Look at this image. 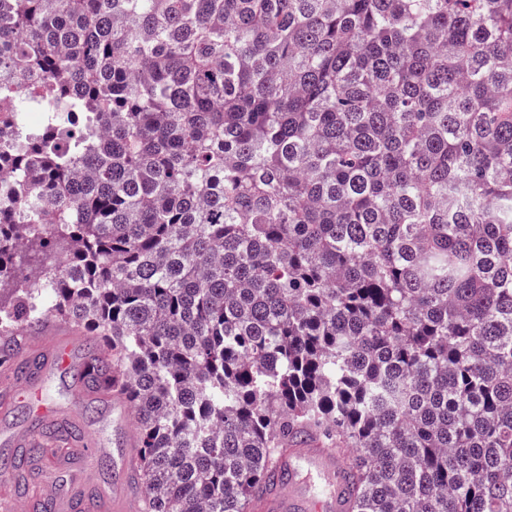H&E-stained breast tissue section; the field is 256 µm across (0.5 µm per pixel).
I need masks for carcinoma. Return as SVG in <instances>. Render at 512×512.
<instances>
[{
	"mask_svg": "<svg viewBox=\"0 0 512 512\" xmlns=\"http://www.w3.org/2000/svg\"><path fill=\"white\" fill-rule=\"evenodd\" d=\"M0 336L71 319L142 512H512V0H0ZM289 451L279 460L273 469L274 489L252 504V510L263 512H345L347 509L348 466L344 456L325 448L322 442L314 438ZM288 469L287 483H279L278 476ZM306 471L315 474L324 484V492L312 495L306 486L293 482L295 474Z\"/></svg>",
	"mask_w": 512,
	"mask_h": 512,
	"instance_id": "cac0c4a2",
	"label": "carcinoma"
}]
</instances>
